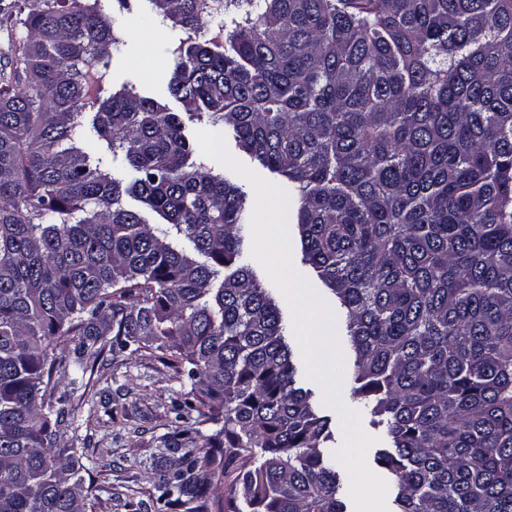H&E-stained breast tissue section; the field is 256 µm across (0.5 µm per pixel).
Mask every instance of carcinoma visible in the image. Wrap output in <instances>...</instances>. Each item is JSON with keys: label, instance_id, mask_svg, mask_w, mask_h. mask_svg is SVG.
Returning a JSON list of instances; mask_svg holds the SVG:
<instances>
[{"label": "carcinoma", "instance_id": "cac0c4a2", "mask_svg": "<svg viewBox=\"0 0 512 512\" xmlns=\"http://www.w3.org/2000/svg\"><path fill=\"white\" fill-rule=\"evenodd\" d=\"M148 2L182 32L189 119L231 128L297 205L397 512H512V0ZM0 22L26 32L0 71V512H88L59 380L143 349L191 382L175 420L221 424L162 436L188 449L161 469L166 512H345L281 309L237 264L246 193L165 105L104 96L122 41L98 0H11ZM89 151L93 153L96 157L102 156L112 167V174L117 177L123 179L124 183H127L131 180L133 176V171L128 165L125 156L122 152L117 153L115 156L110 154H103L99 145L97 143H93L88 145Z\"/></svg>", "mask_w": 512, "mask_h": 512}]
</instances>
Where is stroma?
Instances as JSON below:
<instances>
[{
	"mask_svg": "<svg viewBox=\"0 0 512 512\" xmlns=\"http://www.w3.org/2000/svg\"><path fill=\"white\" fill-rule=\"evenodd\" d=\"M99 7L106 15L122 16L124 24L123 55L110 68L108 92L131 86L185 115L167 85V47L177 30L165 28L158 37L143 28L140 15L149 7L147 0H100ZM84 381L85 394L71 397L74 420L60 443L85 452L94 512H157L159 439L174 430L171 405L189 390V381L148 351L117 358L104 354Z\"/></svg>",
	"mask_w": 512,
	"mask_h": 512,
	"instance_id": "35a3bbf8",
	"label": "stroma"
}]
</instances>
